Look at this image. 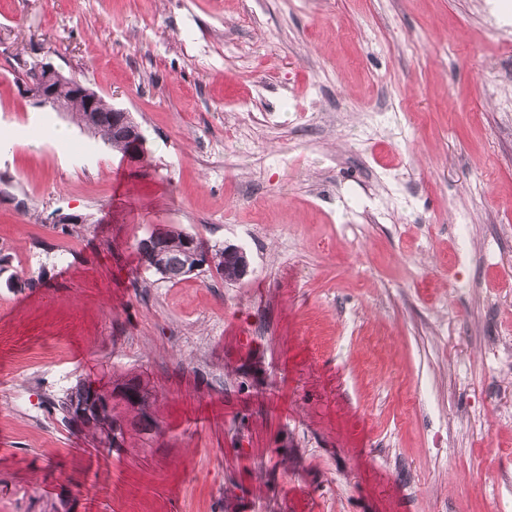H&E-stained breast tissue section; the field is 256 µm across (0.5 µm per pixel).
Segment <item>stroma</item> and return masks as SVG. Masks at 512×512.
Wrapping results in <instances>:
<instances>
[{
  "label": "stroma",
  "mask_w": 512,
  "mask_h": 512,
  "mask_svg": "<svg viewBox=\"0 0 512 512\" xmlns=\"http://www.w3.org/2000/svg\"><path fill=\"white\" fill-rule=\"evenodd\" d=\"M0 134V512H512V0H0ZM125 375L159 437L49 411ZM33 74L35 77L28 81L26 90L39 105H52L53 107L49 106L51 109H57L61 112L63 109L60 101L65 102L68 109L71 107V109L77 111L76 113L79 115L82 126L94 137H99L102 142L108 145L112 150L118 151L123 155L126 153L125 158H127L130 163L140 161L141 156L145 152V142L143 141L145 138L132 121L128 112L121 109L112 111L113 106L110 102L98 96L97 93L84 86L78 80L64 75L50 62H34ZM67 82L74 85L80 97L76 95L72 87L68 86V84H64ZM61 84L63 85L58 91L59 101L56 99V89L57 86ZM97 98L96 104L99 110L98 118L93 114V112H96L94 110V102ZM114 112H121L124 122L128 125L129 149L128 142L124 139L122 130L117 127L115 129L112 127V114ZM153 235H157L159 238L156 244L144 249L138 248L140 260L147 270L153 271L164 281L171 283L181 281L192 273L196 260L203 266L206 265L198 272L215 269L218 275L224 277L225 265L228 264V260L224 258V251L227 257L236 258L231 272L226 274L224 281H241L249 272L246 253L239 246L226 245L222 249H213L195 234L176 227L155 228L146 238H152ZM189 238H197L209 250L211 257L207 249L197 247L194 258L187 245ZM209 257L210 261L208 262ZM85 381H79L71 390L65 395L55 399L51 402V410L56 416V420L64 427H70L74 414H73V391L77 387L85 384ZM115 414L112 416L103 411L99 417H93L92 420H88V426L86 429L91 435L92 441L98 448H121L126 440L127 431L120 430L115 433L112 429V424L118 419ZM112 438V447L107 446L111 444L110 439ZM117 443L115 445V441ZM115 445V446H114Z\"/></svg>",
  "instance_id": "stroma-1"
}]
</instances>
